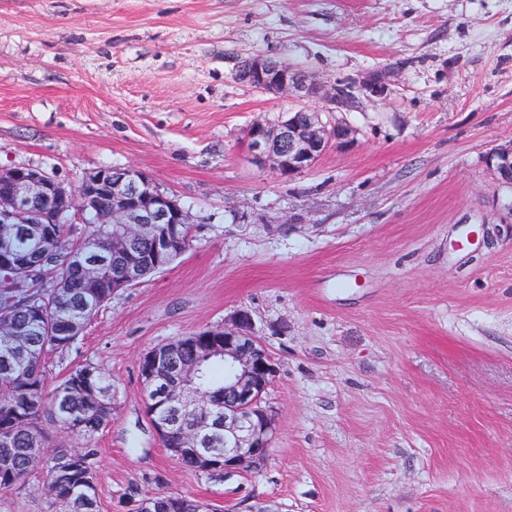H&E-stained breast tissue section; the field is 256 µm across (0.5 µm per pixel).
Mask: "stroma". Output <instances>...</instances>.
Listing matches in <instances>:
<instances>
[{
    "instance_id": "obj_1",
    "label": "stroma",
    "mask_w": 512,
    "mask_h": 512,
    "mask_svg": "<svg viewBox=\"0 0 512 512\" xmlns=\"http://www.w3.org/2000/svg\"><path fill=\"white\" fill-rule=\"evenodd\" d=\"M281 57L346 105L353 140L292 177L256 121L295 98L235 58ZM512 0H0V167L67 184L130 166L192 211V247L104 306L46 383L93 361L117 390L99 512L175 491L218 512H512ZM249 310L276 377L263 468L172 461L143 411L150 348ZM35 474L0 512H47ZM487 164L501 186L512 188V143L493 149Z\"/></svg>"
}]
</instances>
